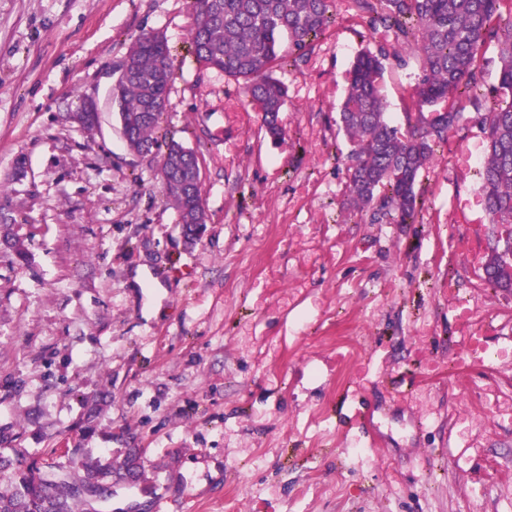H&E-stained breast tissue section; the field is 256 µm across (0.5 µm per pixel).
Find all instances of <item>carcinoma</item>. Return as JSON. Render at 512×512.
<instances>
[{
  "instance_id": "cac0c4a2",
  "label": "carcinoma",
  "mask_w": 512,
  "mask_h": 512,
  "mask_svg": "<svg viewBox=\"0 0 512 512\" xmlns=\"http://www.w3.org/2000/svg\"><path fill=\"white\" fill-rule=\"evenodd\" d=\"M502 0H351L353 16L369 29H383L396 43L413 48L420 76L407 111L431 112L402 130L387 118V100L379 76L389 58L404 67L409 60L391 54L386 45L364 50L346 73L347 94L337 124L351 149L347 180L350 204L371 210L373 223L412 224L418 205L420 171L434 159V146L462 119L449 111L450 98L478 105L492 100L481 122L486 156L479 191L492 223L508 227L503 249L493 248L484 266L485 278L504 291L512 277L502 272L512 255V19L497 21ZM195 25L190 49L205 66L242 83L251 108L262 113V128L274 141L283 135L279 112L288 89L273 71L285 64L280 36L288 34V55L303 58L334 24L329 0H191ZM489 42L500 48L498 84L484 88L478 52ZM127 71L119 84V102L132 117L134 140L166 160L181 156L183 168L161 170L167 197L174 203L178 223L189 241L197 239L189 217L201 197V163L175 134L161 132L173 78L172 54L159 33L139 36L124 58ZM139 449L132 448L115 464L83 463V474L51 477L34 463L21 468L0 453V477L9 489L0 492V512H103L112 496L108 477L124 471L138 477Z\"/></svg>"
}]
</instances>
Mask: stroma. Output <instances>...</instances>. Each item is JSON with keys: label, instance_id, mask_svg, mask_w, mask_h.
<instances>
[{"label": "stroma", "instance_id": "35a3bbf8", "mask_svg": "<svg viewBox=\"0 0 512 512\" xmlns=\"http://www.w3.org/2000/svg\"><path fill=\"white\" fill-rule=\"evenodd\" d=\"M333 10L274 72V141L191 54L190 0H0V224L28 253L0 246V436L23 461L144 449L112 512H512V293L483 279L501 228L478 190L481 113L421 170L418 223H371L348 205L336 108L384 35ZM151 31L173 58L164 127L202 156L192 246L159 155L128 151L108 101ZM418 77L384 65L399 128ZM86 98L94 130L71 119Z\"/></svg>", "mask_w": 512, "mask_h": 512}]
</instances>
